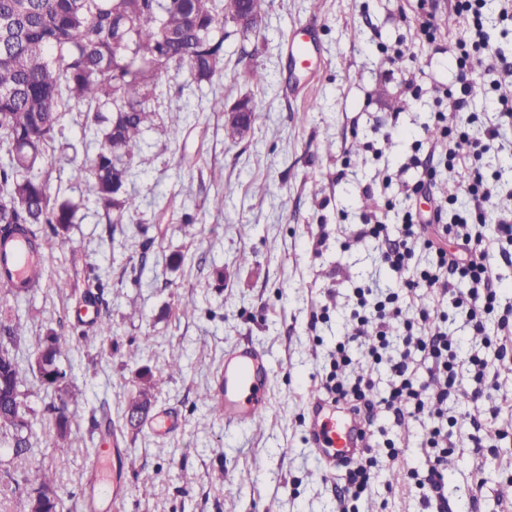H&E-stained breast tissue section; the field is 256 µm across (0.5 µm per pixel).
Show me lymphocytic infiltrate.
<instances>
[{"label": "lymphocytic infiltrate", "mask_w": 512, "mask_h": 512, "mask_svg": "<svg viewBox=\"0 0 512 512\" xmlns=\"http://www.w3.org/2000/svg\"><path fill=\"white\" fill-rule=\"evenodd\" d=\"M484 0H456L455 9L462 16L473 17L472 36L454 49L460 71V92L446 91L448 110L434 112L431 117L433 134L426 143L429 156L444 158L446 165L468 159L464 179L469 208L465 213L449 215L448 208L456 204L457 195L434 200L430 211L410 207L396 210L393 201L381 198L380 211H392L398 221L397 238L389 240L388 227L377 214L365 216L359 231L361 237L388 240L389 246L380 259L399 276L397 288L382 289L373 284L355 288L351 320L353 335L337 343L329 353V370L322 380L321 401L350 410L363 412L367 421H374L378 412H386L395 424L406 420L429 417L432 427L422 443L428 458L425 478L409 471V483L418 484L423 503L444 499V473L451 452L448 444V402L460 394L494 401L498 390L497 378L487 361L471 355L468 379H459L455 370L457 347L449 336L446 323L449 312L464 318L474 334L480 335L485 348L494 351L499 361L512 360V304L503 303L498 277L488 261L489 249L482 239L473 238L470 227L485 221V205L489 202L493 184L482 172L479 162L493 149L497 132L485 130L482 136H471L467 125L449 124L448 111L460 112L467 106L464 94L471 76L482 78L492 89V101L502 114L512 113V63L505 50L490 46L481 22ZM467 146V156H460V146ZM461 247V254L448 252L445 242ZM431 255L428 266L415 264L417 253ZM468 280V292L456 290L459 280ZM427 290L429 301L420 302L419 316L407 318L403 312L406 298L417 291ZM502 310L499 333L487 335L483 316ZM400 337V346H393V337ZM374 365L385 366L393 382L387 392H378L367 374L349 375L355 355ZM429 365L432 383L417 379L416 360ZM373 460L369 450H362L344 464L345 485L341 488L340 504L358 500L373 478Z\"/></svg>", "instance_id": "1"}]
</instances>
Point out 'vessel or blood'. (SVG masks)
I'll return each mask as SVG.
<instances>
[{"label": "vessel or blood", "mask_w": 512, "mask_h": 512, "mask_svg": "<svg viewBox=\"0 0 512 512\" xmlns=\"http://www.w3.org/2000/svg\"><path fill=\"white\" fill-rule=\"evenodd\" d=\"M316 50L311 29H301L288 40V55L293 64L308 65ZM46 253L24 239L5 242L0 247V271L13 291L32 287L33 272L44 266ZM271 368L263 352L250 344L237 346L224 358L211 390L225 425L245 428L265 413L269 403ZM364 428L362 418L348 409L318 401L311 409L309 442L322 464L321 475H331L339 460L354 452ZM91 487L88 492L91 512H102L111 505L121 512L125 500L126 464L118 442L102 439L96 459L88 467Z\"/></svg>", "instance_id": "obj_1"}]
</instances>
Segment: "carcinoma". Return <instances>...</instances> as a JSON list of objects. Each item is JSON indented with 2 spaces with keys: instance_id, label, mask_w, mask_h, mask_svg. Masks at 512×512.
Listing matches in <instances>:
<instances>
[{
  "instance_id": "cac0c4a2",
  "label": "carcinoma",
  "mask_w": 512,
  "mask_h": 512,
  "mask_svg": "<svg viewBox=\"0 0 512 512\" xmlns=\"http://www.w3.org/2000/svg\"><path fill=\"white\" fill-rule=\"evenodd\" d=\"M242 0H0V239L27 233L44 244L81 243L69 235L84 199L48 192L47 151L65 112L82 107L83 143L100 149L89 160L91 194L110 223L133 217L136 196L127 191L142 149L144 129L157 116L163 95L159 80L171 69L197 85L210 84L224 70V26L234 22ZM108 283L98 274L83 292L96 308L95 333L112 321L104 298ZM22 328L0 303V449L24 462V484L39 493L40 512H63L56 480L33 448V424L24 401L25 375L14 348ZM36 354L54 378H41L54 395L55 464H66L71 406L78 393L62 366L64 341L49 329ZM182 371L179 361L165 375ZM163 375V376H165ZM163 376L147 370L127 406L133 427L155 404ZM94 429L112 427L108 404L92 408ZM21 493L7 471L0 499Z\"/></svg>"
}]
</instances>
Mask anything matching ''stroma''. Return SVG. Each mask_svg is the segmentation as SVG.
Listing matches in <instances>:
<instances>
[{
	"label": "stroma",
	"mask_w": 512,
	"mask_h": 512,
	"mask_svg": "<svg viewBox=\"0 0 512 512\" xmlns=\"http://www.w3.org/2000/svg\"><path fill=\"white\" fill-rule=\"evenodd\" d=\"M444 26L440 45L420 41L412 24V0H264L258 32L234 34L224 42V71L212 83L191 84L186 73L161 79L160 115L186 109L177 141L162 131L145 132L129 192L139 195L137 216L107 224L88 199L86 154L53 166L51 193L85 196L72 237L84 249L47 250L42 288L12 314L24 335L16 347L29 367L39 338L48 330L67 336V363L80 393L70 417L68 461L56 473L57 492L69 512L85 495L86 467L99 441L90 437L91 408L107 402L112 430L121 436L130 468L122 512H337L340 482L319 473L307 440L309 404L319 390L325 356L352 330L350 297L355 287L376 282L394 288L398 278L379 259L376 243L358 235L364 214L383 189L403 201V183L415 181L428 162L416 150L422 126L439 108L457 72L448 51L466 38L454 0H433ZM314 23L317 50L310 69L292 66L284 51L290 33ZM359 39H352L351 31ZM404 43L403 68L391 65L378 44ZM267 75L263 85L251 70ZM233 103L250 97L256 120L243 140L224 137V115L208 101ZM490 90L470 98L453 121L478 115L475 134L497 130L498 146L485 154L486 174L501 178L480 231L492 240L498 220L512 215V119L489 105ZM333 142L332 154L322 150ZM223 173L220 182L212 170ZM247 264H240L241 254ZM182 256L171 268V256ZM223 278H216V268ZM109 283L105 290L112 333L87 343L72 335L76 310L91 272ZM69 281L59 292L58 280ZM196 308L182 317L184 304ZM139 317H132V310ZM328 311L324 322L313 317ZM251 343L271 358L269 408L261 425L225 428L202 402L213 377L233 347ZM142 356L129 362V345ZM182 371L164 379L155 410L178 420V432L160 436L148 425L129 429L126 404L142 370L163 372L171 360ZM497 411L485 400L457 398L448 413L453 443L447 480L455 486L453 512H512V364L497 365ZM53 395L30 374L27 403L35 413V452L53 448L49 407ZM478 415L495 438L492 447H473L466 415ZM428 418L397 427L378 417L374 430V480L355 512H434L420 490L407 489L403 475L415 467L426 475L421 443ZM407 448L408 458L388 462L385 440ZM195 476L184 486L178 475Z\"/></svg>",
	"instance_id": "stroma-1"
}]
</instances>
